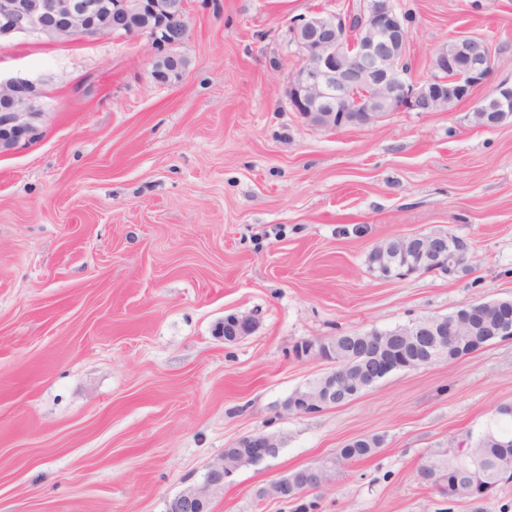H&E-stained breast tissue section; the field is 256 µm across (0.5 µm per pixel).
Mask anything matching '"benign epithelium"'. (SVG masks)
Masks as SVG:
<instances>
[{
  "instance_id": "benign-epithelium-1",
  "label": "benign epithelium",
  "mask_w": 512,
  "mask_h": 512,
  "mask_svg": "<svg viewBox=\"0 0 512 512\" xmlns=\"http://www.w3.org/2000/svg\"><path fill=\"white\" fill-rule=\"evenodd\" d=\"M103 8L97 0H34L19 9L17 0H0V39L15 35L38 34L53 42L105 33L93 26L94 16ZM116 12L139 11L153 23L132 29L147 41L153 56L152 78L163 84L182 78L177 48L186 39L187 25L173 24L184 17L182 0H121ZM394 0H362L358 23L350 14L315 11L296 19L289 27V42L301 58V66L291 74L286 90L288 105L316 128L335 130L347 126L375 125L392 112H451L461 103L474 101L472 117L484 127H494L512 117V86L500 84L492 94L475 98L494 72V56L482 50L474 38L451 36L437 47L430 58V76L424 81L406 78L408 30ZM41 86L16 77L0 80V155L18 152L39 138V118L43 115ZM403 249L383 243L372 255L378 273L388 279H401L422 270L448 276L460 273L468 264L472 245L466 238L450 235H411L403 238ZM474 314L464 304L447 319L426 318L406 327L400 334L416 336L420 354L411 365L420 367L433 361L431 336L441 337L444 345L465 335L464 327ZM256 328L249 315L224 317L215 334L227 343L251 335ZM372 353L384 356L383 376L401 364L392 360L382 343L370 346ZM361 390L349 380L345 370L332 371L296 390L285 408L301 416L345 403ZM234 447L249 449L252 464L276 455L272 435H248ZM317 465L298 471V478L282 476L274 482L277 499H288V489L297 487L295 499L314 488ZM228 477L224 458L211 464L202 483L190 485L174 497L168 512H211L214 494L224 489Z\"/></svg>"
}]
</instances>
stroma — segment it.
Segmentation results:
<instances>
[{
	"mask_svg": "<svg viewBox=\"0 0 512 512\" xmlns=\"http://www.w3.org/2000/svg\"><path fill=\"white\" fill-rule=\"evenodd\" d=\"M356 0H185L181 80L155 83L145 40L0 41V78L46 92L39 140L0 156V512H166L225 448L281 439L212 512H292L258 498L318 464L315 512H512L426 483L512 404V339L391 373L307 417L284 404L331 368L304 341L392 330L512 299V121L472 103L372 126L308 125L285 100L288 29ZM410 76L453 35L486 38L512 85V0H396ZM472 243L465 276L385 280L366 258L408 235ZM230 314L256 321L224 342ZM382 436L369 458L336 451ZM255 328L256 322L251 316L232 314L224 317L214 330L224 342L233 343L251 335ZM271 438L270 434L248 435L236 440L233 448H248L251 463L255 465L275 457L276 446Z\"/></svg>",
	"mask_w": 512,
	"mask_h": 512,
	"instance_id": "1",
	"label": "stroma"
}]
</instances>
